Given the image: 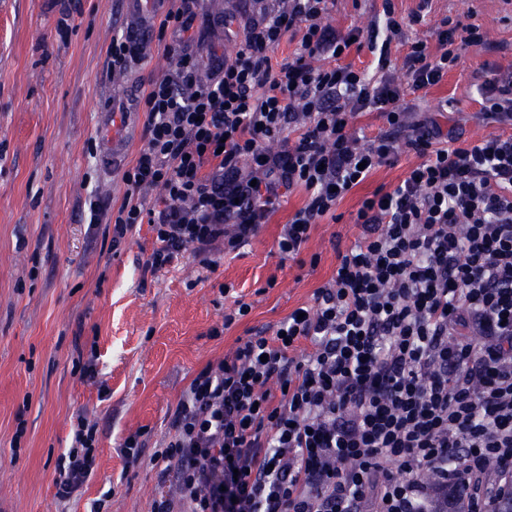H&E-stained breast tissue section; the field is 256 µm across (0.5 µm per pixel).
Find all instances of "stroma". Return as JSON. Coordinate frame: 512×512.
<instances>
[{
  "label": "stroma",
  "mask_w": 512,
  "mask_h": 512,
  "mask_svg": "<svg viewBox=\"0 0 512 512\" xmlns=\"http://www.w3.org/2000/svg\"><path fill=\"white\" fill-rule=\"evenodd\" d=\"M398 15L423 10L425 21L408 38L431 39L442 15L479 25L489 48L462 54L457 66L428 92L406 93L414 112L455 128L468 139L497 132L480 113L483 75H512V5L506 0H394ZM188 48L201 61L234 58L231 29L256 19L255 0H194ZM329 25L386 35L381 0H336ZM135 35L142 52L113 70V38ZM176 59L136 20L129 0H0V512H152L162 489L150 466L127 465L126 437L141 433L146 450L171 431L181 392L207 364L232 352L240 338L275 326L310 303L332 276L338 250L360 230L354 216L378 187L393 188L416 158L400 155L377 169L336 207V218L313 227L302 261L281 258L282 224L306 199L285 197L237 252L215 254L205 266L194 251L151 273L143 264L155 247L150 225L120 246L112 227L88 221L96 196L103 214L118 209L123 176L146 140V114L127 98L174 68ZM121 115L126 152L115 167L102 154L101 109ZM318 255L317 266L307 265ZM247 316L225 326L235 298ZM94 359L96 373H75L77 359ZM95 425L93 473L62 501L54 480L58 457L70 448L78 416Z\"/></svg>",
  "instance_id": "1"
}]
</instances>
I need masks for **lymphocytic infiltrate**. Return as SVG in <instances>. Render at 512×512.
<instances>
[{
  "label": "lymphocytic infiltrate",
  "mask_w": 512,
  "mask_h": 512,
  "mask_svg": "<svg viewBox=\"0 0 512 512\" xmlns=\"http://www.w3.org/2000/svg\"><path fill=\"white\" fill-rule=\"evenodd\" d=\"M188 2L172 0L158 22L178 61L140 101L147 140L111 216L116 245L151 225L146 270L189 249L238 248L301 187L307 199L277 239L298 259L313 225L369 173L403 152L418 162L362 201L359 237L311 304L200 370L158 448L124 440L127 464L149 462L169 486L153 512H438L441 500L448 512H497L512 495V77L481 84V112L500 133L412 124L403 88L429 90L464 51L484 48L480 26L447 15L434 41L410 42L404 27L421 14L398 20L383 0L389 41L409 44L399 83L387 45L379 78L344 63L363 41L326 24L335 0H280L201 82L184 39ZM295 29L299 47L274 61ZM362 112L381 113L387 129L357 137ZM153 189L159 209L148 212L140 197ZM92 442L79 421L56 463L59 499L89 478Z\"/></svg>",
  "instance_id": "1"
}]
</instances>
